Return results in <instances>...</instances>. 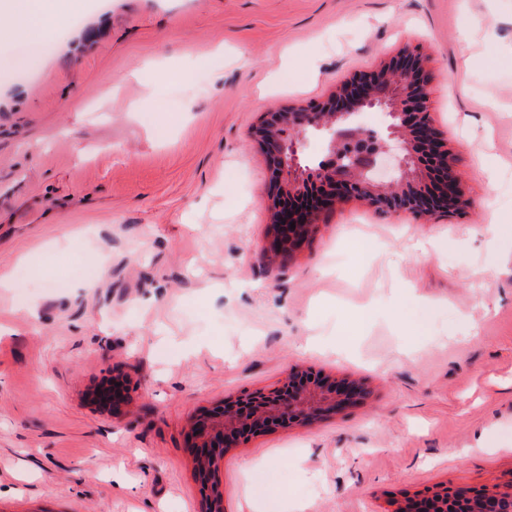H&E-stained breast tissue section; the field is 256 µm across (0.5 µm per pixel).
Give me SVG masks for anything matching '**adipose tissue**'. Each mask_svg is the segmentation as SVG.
Segmentation results:
<instances>
[{
    "mask_svg": "<svg viewBox=\"0 0 512 512\" xmlns=\"http://www.w3.org/2000/svg\"><path fill=\"white\" fill-rule=\"evenodd\" d=\"M84 0H0V16L11 22L15 39L37 41L69 25L84 11Z\"/></svg>",
    "mask_w": 512,
    "mask_h": 512,
    "instance_id": "adipose-tissue-1",
    "label": "adipose tissue"
}]
</instances>
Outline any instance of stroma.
Segmentation results:
<instances>
[{
	"mask_svg": "<svg viewBox=\"0 0 512 512\" xmlns=\"http://www.w3.org/2000/svg\"><path fill=\"white\" fill-rule=\"evenodd\" d=\"M46 44L34 65L35 44L0 47V512H201L189 419L295 366L369 397L228 451L226 512H392L512 480V0H85ZM406 48L472 210L352 197L270 260L249 130ZM115 376L116 413L94 396ZM412 497L404 498L394 502L393 512H436L440 510V506L443 501L448 498V488H444L442 491L434 492L432 495L424 497L422 499H410Z\"/></svg>",
	"mask_w": 512,
	"mask_h": 512,
	"instance_id": "stroma-1",
	"label": "stroma"
}]
</instances>
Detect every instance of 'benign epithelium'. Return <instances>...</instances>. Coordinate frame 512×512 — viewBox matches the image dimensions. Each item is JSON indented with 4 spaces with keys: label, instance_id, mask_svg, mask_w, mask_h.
Listing matches in <instances>:
<instances>
[{
    "label": "benign epithelium",
    "instance_id": "1",
    "mask_svg": "<svg viewBox=\"0 0 512 512\" xmlns=\"http://www.w3.org/2000/svg\"><path fill=\"white\" fill-rule=\"evenodd\" d=\"M430 76L421 58L406 49L376 71L358 73L324 102L309 107H271L249 133L263 150L271 173L273 232L265 250L273 257L298 249L318 229L320 214L355 196L376 212L414 216L463 214L471 206L454 170L449 149L430 119ZM377 104L391 108L393 128L407 158L392 181L377 179L378 161L389 152L384 134L358 121L360 111ZM310 130L330 132L332 159L314 169L296 162L297 141ZM295 228H290V225ZM363 383L311 369L292 368L272 388L246 389L201 409L186 427L197 461L215 466L198 478L205 487L203 512H224L218 466L224 454L245 439L275 427L310 423L361 403ZM114 410L127 405L122 384L102 395ZM448 489L422 499L394 502L393 512H436ZM470 512H512V486L485 489Z\"/></svg>",
    "mask_w": 512,
    "mask_h": 512
}]
</instances>
